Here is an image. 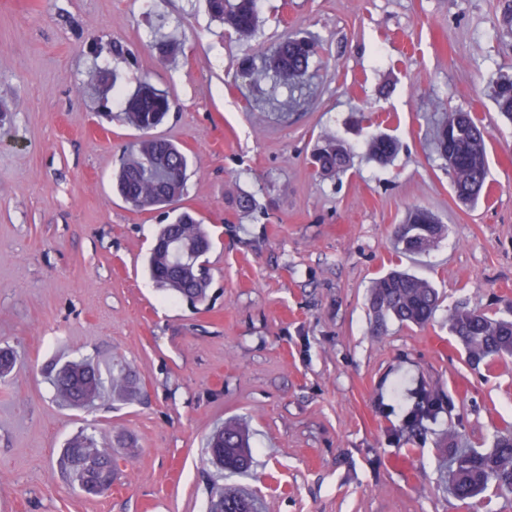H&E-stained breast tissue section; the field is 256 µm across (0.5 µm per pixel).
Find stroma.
Wrapping results in <instances>:
<instances>
[{
    "label": "stroma",
    "instance_id": "obj_1",
    "mask_svg": "<svg viewBox=\"0 0 512 512\" xmlns=\"http://www.w3.org/2000/svg\"><path fill=\"white\" fill-rule=\"evenodd\" d=\"M512 0H258L243 42L205 0H0V512H207L217 481L263 512H512V491L448 494L442 460L512 427V358L473 364L448 330L466 306L512 315V122L493 88L512 78ZM319 49L299 104L241 76L284 34ZM176 57L159 56L162 38ZM101 68L116 76L102 91ZM175 106L157 136L190 160L185 206L213 236L203 305L168 298L145 269L158 213L112 174L138 133L121 100L142 81ZM462 110L486 129L488 199L455 196L436 127ZM399 142L381 165L371 136ZM345 140L351 163L320 176L311 154ZM260 207L240 212V196ZM448 232L422 256L394 247L410 210ZM443 295L433 322L377 326L372 282L394 267ZM126 362L138 400L91 410L54 398L46 365ZM442 407L403 431L419 386ZM245 423V476L205 466L224 422ZM113 447L117 478L88 496L57 460L79 431Z\"/></svg>",
    "mask_w": 512,
    "mask_h": 512
}]
</instances>
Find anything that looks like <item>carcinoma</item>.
<instances>
[{
    "label": "carcinoma",
    "mask_w": 512,
    "mask_h": 512,
    "mask_svg": "<svg viewBox=\"0 0 512 512\" xmlns=\"http://www.w3.org/2000/svg\"><path fill=\"white\" fill-rule=\"evenodd\" d=\"M211 15L232 29L239 38L248 39L259 22L257 0H207ZM318 46L311 40L290 36L265 59L260 68L248 64L246 70L258 83L271 78L275 85L292 93L307 73ZM494 99L499 112L512 119V79L497 83ZM171 109L169 97L151 83L141 84L132 95L123 98L125 122L142 131L144 136L121 160L115 187L121 198L137 211L165 210L174 214L160 225L154 244L146 256V271L157 287L170 298L185 299L192 304L209 297L212 276L206 255L211 240L202 224L188 210L172 206V198L182 200L186 193L187 154L167 139L152 136ZM437 147L448 163L456 197L462 202L480 198L488 178L487 144L484 127L469 112H450L437 131ZM397 142L378 135L370 141V157L379 162L392 158ZM350 150L341 140L328 137L313 153V164L320 174L334 176L347 169ZM447 232V226L423 208H415L406 223L393 230L395 240L408 254L427 252ZM172 241L188 258L195 261L183 268L181 260L169 255L158 244ZM440 304L436 288L427 280L406 271L394 270L376 279L370 306L380 321L391 317L402 324L423 326L433 320ZM450 333L461 343L469 361L479 363L492 356H512V319L489 316L465 307L455 309L448 318ZM56 396L73 407L92 405L109 386L112 397L133 400L138 387L127 367L112 365L108 382L90 363L70 362L50 369ZM416 407L408 412L406 424L413 429L425 419H433L439 408L437 394L425 387L415 391ZM205 463L230 473L250 469L252 454L250 435L242 426H224L207 440ZM60 465L74 488L86 495L98 494L112 471V454L93 434H81L64 448ZM512 490V431L496 435L489 452L470 450L457 457L452 475L453 494L465 500L484 490L488 484ZM210 512H257L255 498L226 492L214 486Z\"/></svg>",
    "instance_id": "obj_1"
}]
</instances>
